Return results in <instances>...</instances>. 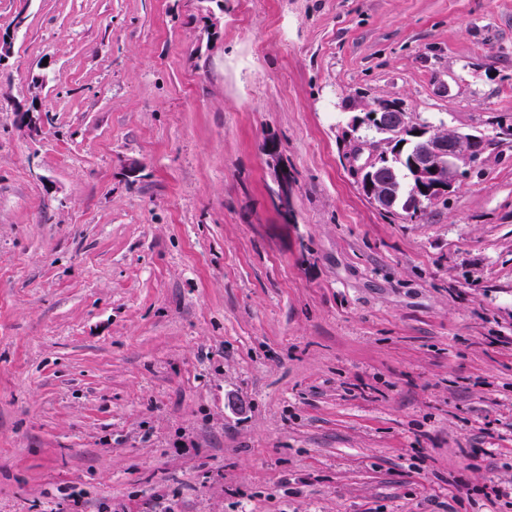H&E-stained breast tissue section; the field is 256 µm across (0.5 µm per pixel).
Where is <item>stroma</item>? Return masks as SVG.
<instances>
[{"label": "stroma", "instance_id": "obj_1", "mask_svg": "<svg viewBox=\"0 0 512 512\" xmlns=\"http://www.w3.org/2000/svg\"><path fill=\"white\" fill-rule=\"evenodd\" d=\"M0 34V512H512V0H0ZM376 100L490 141L423 220L349 160Z\"/></svg>", "mask_w": 512, "mask_h": 512}]
</instances>
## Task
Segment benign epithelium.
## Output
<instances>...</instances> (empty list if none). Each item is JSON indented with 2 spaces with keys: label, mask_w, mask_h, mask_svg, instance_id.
<instances>
[{
  "label": "benign epithelium",
  "mask_w": 512,
  "mask_h": 512,
  "mask_svg": "<svg viewBox=\"0 0 512 512\" xmlns=\"http://www.w3.org/2000/svg\"><path fill=\"white\" fill-rule=\"evenodd\" d=\"M377 126L386 135L381 146H372L369 157L359 165L358 173L365 185L370 203L381 211L394 208L397 196L392 181L384 173V161L396 152L395 145H411L412 202L423 198L432 201L446 200L458 187L460 180L482 167L484 158L474 152L473 137L456 132H438L428 126L412 122L410 114L391 102L370 106L365 116L353 119V126L363 123ZM277 197L283 207H288V173L274 168Z\"/></svg>",
  "instance_id": "obj_1"
}]
</instances>
